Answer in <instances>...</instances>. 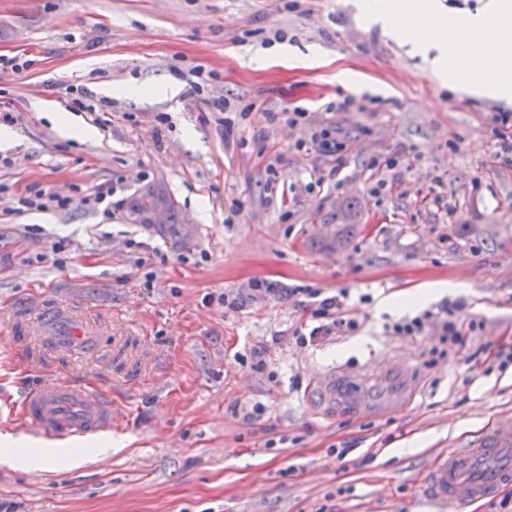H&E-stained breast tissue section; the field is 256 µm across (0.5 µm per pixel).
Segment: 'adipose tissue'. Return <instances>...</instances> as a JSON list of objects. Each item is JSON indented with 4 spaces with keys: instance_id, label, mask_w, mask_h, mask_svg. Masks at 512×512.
Wrapping results in <instances>:
<instances>
[{
    "instance_id": "adipose-tissue-1",
    "label": "adipose tissue",
    "mask_w": 512,
    "mask_h": 512,
    "mask_svg": "<svg viewBox=\"0 0 512 512\" xmlns=\"http://www.w3.org/2000/svg\"><path fill=\"white\" fill-rule=\"evenodd\" d=\"M373 22L413 40L429 66L442 80L459 79L473 63L468 48L474 42L494 40L512 45V0H485L473 13L446 16L436 0H413L410 21L397 26L387 0H365Z\"/></svg>"
}]
</instances>
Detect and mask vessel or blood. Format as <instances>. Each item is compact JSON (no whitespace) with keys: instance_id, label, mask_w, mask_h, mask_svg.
I'll return each instance as SVG.
<instances>
[{"instance_id":"b4317fda","label":"vessel or blood","mask_w":512,"mask_h":512,"mask_svg":"<svg viewBox=\"0 0 512 512\" xmlns=\"http://www.w3.org/2000/svg\"><path fill=\"white\" fill-rule=\"evenodd\" d=\"M37 327L42 341L61 355L98 346L99 329L73 305L44 306ZM14 412L28 433L50 443L74 444L112 430V402L90 381H45L28 389ZM424 487L432 502L459 512L512 487V419L494 425L472 447L441 455Z\"/></svg>"}]
</instances>
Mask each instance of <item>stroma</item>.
<instances>
[{
	"label": "stroma",
	"mask_w": 512,
	"mask_h": 512,
	"mask_svg": "<svg viewBox=\"0 0 512 512\" xmlns=\"http://www.w3.org/2000/svg\"><path fill=\"white\" fill-rule=\"evenodd\" d=\"M359 3L0 0V55L30 63L21 76L0 70V93L23 116L0 184L78 196L113 185L124 201L109 213L0 212V437L22 434L5 405L49 376L98 379L119 415L111 451L84 443L79 464L0 462V512H454L426 498L423 477L439 451L512 416V366L434 356L436 328L412 339L384 325L417 314L398 300L462 282L484 341L512 342V167L492 142L493 114L512 103L473 94L488 81L480 66L460 89L441 87L410 45L360 20ZM274 29L286 56L271 54ZM196 66L213 74L206 94L252 110L233 144L197 99L162 93ZM344 69L356 76L346 86ZM71 84L108 102L96 138L59 133L57 113L94 124L71 111ZM131 84L144 96L124 95ZM297 106L352 137L337 178L313 195L304 185L331 162L293 150L301 130L262 117ZM404 150L409 170L372 169ZM381 179L376 199L366 187ZM348 201L359 216L336 247ZM62 237L60 269L45 256ZM255 278L373 301L358 306L355 335L302 347L293 332L305 314L251 300ZM225 291L239 309L205 303ZM73 302L99 321L98 350L61 356L32 335L26 365L12 367L10 326ZM398 367L407 398L393 406ZM323 373L355 377L360 403L337 405ZM345 444L353 452L336 458Z\"/></svg>",
	"instance_id": "stroma-1"
}]
</instances>
